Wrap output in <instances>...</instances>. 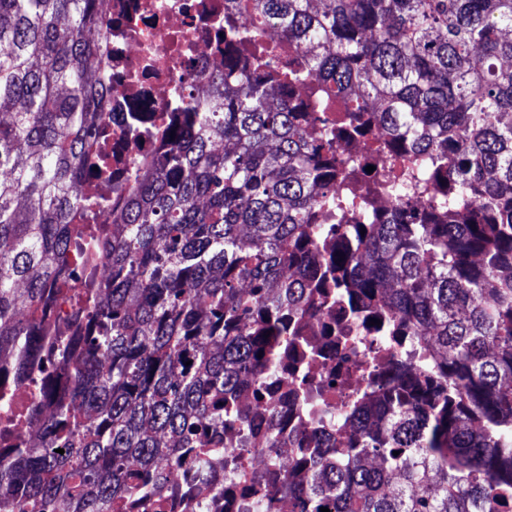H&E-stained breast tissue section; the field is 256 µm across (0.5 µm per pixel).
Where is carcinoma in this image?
<instances>
[{
    "mask_svg": "<svg viewBox=\"0 0 512 512\" xmlns=\"http://www.w3.org/2000/svg\"><path fill=\"white\" fill-rule=\"evenodd\" d=\"M108 2L0 0V363L49 360L0 512H157L185 463L210 512L238 401L275 416L265 380L343 304L420 351L296 457L298 512H512V0H224L254 24L96 227ZM316 87L343 105L303 116ZM353 123L380 132L359 163ZM102 258L69 328L38 317Z\"/></svg>",
    "mask_w": 512,
    "mask_h": 512,
    "instance_id": "1",
    "label": "carcinoma"
}]
</instances>
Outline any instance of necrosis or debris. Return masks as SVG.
Returning <instances> with one entry per match:
<instances>
[{
  "label": "necrosis or debris",
  "mask_w": 512,
  "mask_h": 512,
  "mask_svg": "<svg viewBox=\"0 0 512 512\" xmlns=\"http://www.w3.org/2000/svg\"><path fill=\"white\" fill-rule=\"evenodd\" d=\"M107 19L101 71L112 100L109 152L115 172L121 173L155 149L148 138L130 136L132 117L149 123L176 111V88L190 86L195 93L204 92L212 65L224 54V41L217 36L224 27V0H110ZM301 332L312 353L306 368L328 387L336 406L350 392L372 387L392 360L391 349L373 336H356L337 346L324 336L317 320L304 323ZM295 384L289 371L270 382L278 411L274 419L254 411L251 398L242 399V407L249 411L248 432L229 430L224 439L240 445L248 464L241 474L225 480L224 512H244V504L272 493L279 473L293 460L294 449L284 448L277 465L269 466L272 454L265 446L269 427H276L280 437L300 442L313 433L317 416L288 400Z\"/></svg>",
  "instance_id": "necrosis-or-debris-1"
}]
</instances>
